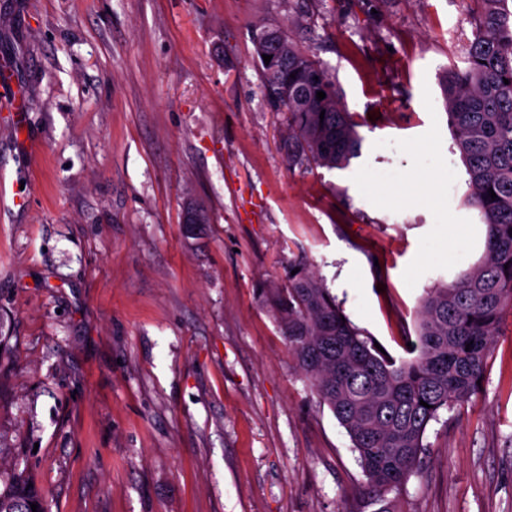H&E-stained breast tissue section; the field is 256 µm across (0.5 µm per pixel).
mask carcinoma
<instances>
[{
  "label": "carcinoma",
  "mask_w": 512,
  "mask_h": 512,
  "mask_svg": "<svg viewBox=\"0 0 512 512\" xmlns=\"http://www.w3.org/2000/svg\"><path fill=\"white\" fill-rule=\"evenodd\" d=\"M476 2L465 66L444 71L440 89L453 153L465 169L464 203L486 226L485 252L456 279L427 292L416 338L405 339L412 359L378 350L304 266L288 277L287 287L267 291L289 352L348 433L367 485L379 497L418 468L429 423L477 391L505 311L512 312V8L508 0ZM253 40L268 96L288 92L289 160L347 167L359 156L362 138L329 68L276 29L263 27ZM319 91L326 94L322 100ZM32 483L26 471H15L0 485V512H32L33 504L49 512L47 497Z\"/></svg>",
  "instance_id": "1"
}]
</instances>
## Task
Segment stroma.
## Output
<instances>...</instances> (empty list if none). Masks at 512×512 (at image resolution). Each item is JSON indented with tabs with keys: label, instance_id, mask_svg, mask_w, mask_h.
Wrapping results in <instances>:
<instances>
[{
	"label": "stroma",
	"instance_id": "stroma-1",
	"mask_svg": "<svg viewBox=\"0 0 512 512\" xmlns=\"http://www.w3.org/2000/svg\"><path fill=\"white\" fill-rule=\"evenodd\" d=\"M473 0H0V470L50 512H512V314L479 391L372 499L267 289L299 262L392 355L477 262L439 78ZM326 63L362 138L289 163L253 31ZM209 221L186 236L184 208Z\"/></svg>",
	"mask_w": 512,
	"mask_h": 512
}]
</instances>
